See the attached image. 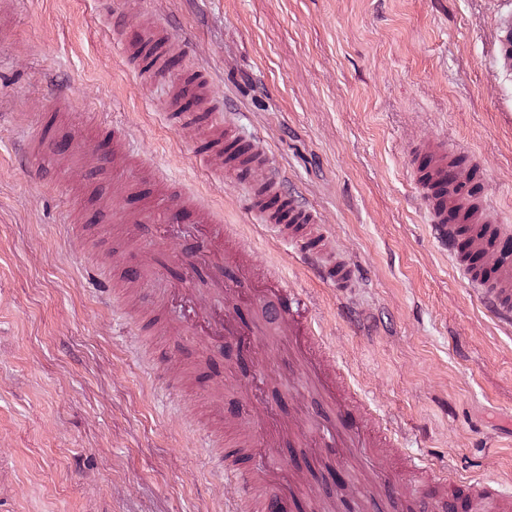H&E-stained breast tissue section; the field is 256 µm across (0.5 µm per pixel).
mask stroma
Returning <instances> with one entry per match:
<instances>
[{"instance_id": "35a3bbf8", "label": "stroma", "mask_w": 512, "mask_h": 512, "mask_svg": "<svg viewBox=\"0 0 512 512\" xmlns=\"http://www.w3.org/2000/svg\"><path fill=\"white\" fill-rule=\"evenodd\" d=\"M156 23L145 46L122 48L101 0H17L0 40V505L9 512H229L240 481L222 475L209 435L250 395L230 431L237 467L252 465L258 421L276 411L292 446L265 454L300 475L308 501L339 512L330 476L349 452L313 447L328 427L286 329L254 290L217 298L199 286L169 311L162 283L127 307L96 296L94 257L118 281L129 257H167L181 275L195 230L124 224L126 182L53 155L23 159L43 129L129 132V151L239 226L254 262L277 263L283 286L321 336L396 453L367 449L374 471L413 488L414 460L449 471L432 512H468V490L512 498V327L498 324L430 234L409 163L439 140L472 168L478 202L512 225V67L500 49L512 0H143ZM180 43L172 51V43ZM164 77L145 73L148 51ZM205 74L217 117L265 161L248 182L214 170L196 125L165 117L175 83ZM65 92L66 122L54 119ZM315 210L354 289L314 278L287 228L254 209L259 188ZM83 224L69 228L70 212ZM223 308L266 330L259 352L224 373L215 350L181 321Z\"/></svg>"}]
</instances>
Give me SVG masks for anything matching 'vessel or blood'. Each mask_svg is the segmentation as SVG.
<instances>
[{
  "label": "vessel or blood",
  "mask_w": 512,
  "mask_h": 512,
  "mask_svg": "<svg viewBox=\"0 0 512 512\" xmlns=\"http://www.w3.org/2000/svg\"><path fill=\"white\" fill-rule=\"evenodd\" d=\"M121 4L119 21L112 30L113 36L124 44L142 39L153 28L152 23L147 22L141 14L142 0H121ZM200 138L208 162L218 168L231 165L232 173L239 181L249 177L252 165L260 157L258 149L252 145L246 146L241 155L232 156L227 147L235 142V132L216 120L201 125ZM127 144L128 137L121 132L103 137L94 151L76 147L70 138L48 140L36 134L29 138L25 151L32 155L48 150L77 158L93 167L111 168L116 175H129L126 223L193 225L200 240V249L187 261L185 274L171 281V295L189 297V282L203 274L209 275L211 289L217 293L241 282L265 290L280 318L287 321L292 335L297 336V346L303 360L327 395L329 407L336 412L335 428L329 432V439L336 445L350 449L352 453H359L366 442L353 425L355 407L336 395V362L314 347L310 327L293 313L298 300L280 286L275 268L254 265L240 233L233 225L223 223L212 207L203 205L195 196L178 188L163 186L154 177L141 172L132 173V164L124 151ZM449 151V146L443 142L420 144L413 148L410 155L418 185L430 207L431 233L465 271L484 309L494 319L512 325V256L501 260L494 257L497 248L512 246V225L449 223L448 194L461 189L470 180L466 170L449 166ZM277 191V182H270L266 194L274 198L275 203L264 211V221L306 225L308 238L316 240L317 245L304 248L303 253L315 275L324 277L326 268L332 265L336 268L337 288L343 289L354 283V270L348 265L334 263L327 241L320 238L315 215L294 203L277 201ZM186 329L191 335L206 339L230 332L240 336L241 350L249 352L253 349L252 328L224 322L218 315L191 319ZM256 465L261 479L249 484V512H282L285 504L300 502L298 479L278 484L273 480L270 462L260 459ZM471 502L475 512H500L502 508L501 498L487 486L476 491ZM389 506L392 512H420L422 495L396 491L390 497Z\"/></svg>",
  "instance_id": "obj_1"
}]
</instances>
